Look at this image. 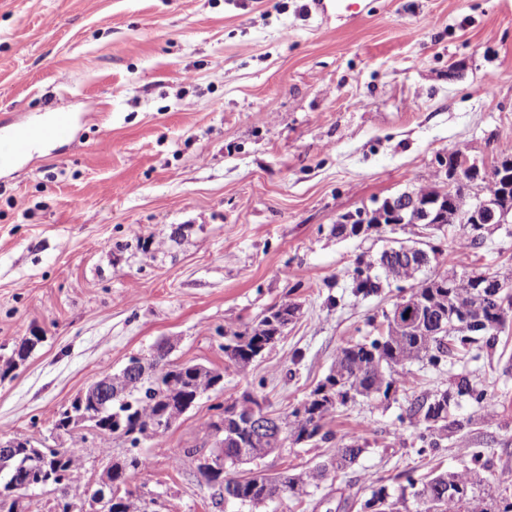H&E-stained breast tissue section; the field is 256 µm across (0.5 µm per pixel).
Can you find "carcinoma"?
<instances>
[{
	"mask_svg": "<svg viewBox=\"0 0 512 512\" xmlns=\"http://www.w3.org/2000/svg\"><path fill=\"white\" fill-rule=\"evenodd\" d=\"M420 200L433 196H451L452 205L462 216L466 215L473 203L468 190L455 186L448 188L442 176L434 174V183L420 185L410 191ZM461 233L457 246L462 251H472L481 247L484 241L483 231L470 232L466 225H460ZM372 264L366 268L355 267L352 274L355 293L369 296L377 293L379 282L371 275ZM447 284L445 288L436 287V283ZM410 292L422 298L428 306L444 313L452 308L460 293L477 296L488 295V290L466 288L468 280L461 279L458 287L448 281V273L440 272L432 277L416 274L409 281ZM294 305L283 303L270 309L258 325L250 330H230L224 333V353L234 365L258 356L262 346H271L278 337L275 336L278 319L290 313ZM484 318L491 327L464 326L459 321L446 318L437 324L427 313L416 314L413 325L406 330L387 328L386 334L377 336L364 343L343 347L336 355V364L325 380L319 384L307 398L308 406L301 410L293 408L283 418L274 419L282 430L281 440L294 438V441H329L333 439L331 431L325 429L326 422L336 410V405L347 403L344 392L354 391L364 398L389 397L392 390L404 386L398 368L413 360H425L433 367L440 366L450 356L470 352L473 347H493L498 339L503 321L495 312L491 303L483 309ZM199 370L195 364L175 366L168 372H158L145 378L141 374L130 377L128 386L122 388L112 397V403L97 412L99 432L106 441L114 435L123 436L129 441L133 452L126 460L115 463V475L121 483L128 482L132 473L138 470L143 461L134 449L139 447L141 438L152 436L156 446H161L165 431L155 429L158 419L171 405L183 407L196 402L195 393L200 387ZM467 396L477 403H489L493 397L484 390L473 386L469 377L459 375L451 388L437 391L431 395L417 396L406 409L410 423L421 428L419 439L421 448L418 453L428 448H437L448 429H461L460 420H448V411L456 398ZM272 450L271 443L263 441L253 432L242 429L232 437L224 436V464L237 466L244 462L261 458ZM365 448L353 441L336 448L335 465L338 470H345L355 464ZM461 452L467 458L463 472L433 471L424 477H417L411 471L403 474L404 483L399 485L400 495L395 497L389 487L381 484L374 488L370 498L365 500L363 508L369 512H400L398 504L406 502L411 496L415 503L414 512H473L470 500L475 494H491L485 488L474 489L469 485L470 478L481 475L487 469V460L477 448H463ZM17 461L23 464L7 473H0V512H16V500L12 499L10 485L20 486L37 479L36 462L31 460V453L25 448L17 449ZM81 467V459L71 448L62 454L52 451L43 463L42 469L51 472L55 484L63 490L64 502L73 504L81 501L87 490L75 480V474ZM327 474L324 466L309 470L305 476L293 477L279 475L269 477L260 472L247 477H223L224 495L228 501L256 508L267 502L288 497H298L306 493V486L315 484ZM462 484L454 498L448 497V481Z\"/></svg>",
	"mask_w": 512,
	"mask_h": 512,
	"instance_id": "1",
	"label": "carcinoma"
}]
</instances>
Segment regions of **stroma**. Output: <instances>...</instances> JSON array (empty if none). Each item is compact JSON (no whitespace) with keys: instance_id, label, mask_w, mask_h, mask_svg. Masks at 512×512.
<instances>
[{"instance_id":"1","label":"stroma","mask_w":512,"mask_h":512,"mask_svg":"<svg viewBox=\"0 0 512 512\" xmlns=\"http://www.w3.org/2000/svg\"><path fill=\"white\" fill-rule=\"evenodd\" d=\"M309 0H0V120L36 126L73 112L69 139L0 169V438L75 447L92 498L119 436L91 424L58 434L57 415L102 371L169 344V364L222 373L166 431L143 439L127 488L143 512H360L402 472L456 471L462 449L512 488V316L495 348L440 367L405 365L390 399L357 398L327 421L331 441L255 461L269 474L329 463L337 444L367 451L302 500L259 510L220 499L198 455L216 453L206 421L249 394L287 414L324 381L337 351L375 336L401 291L354 293L358 260L391 245L440 248L439 267L512 275V217L458 250V225L339 238L348 212L430 182L438 154L488 163L512 153V0H367L356 20ZM300 305L281 339L245 370L224 333L274 306ZM37 344L16 369L22 342ZM468 376L491 404L459 399L468 420L419 454L409 400Z\"/></svg>"}]
</instances>
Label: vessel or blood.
Listing matches in <instances>:
<instances>
[{"instance_id":"1","label":"vessel or blood","mask_w":512,"mask_h":512,"mask_svg":"<svg viewBox=\"0 0 512 512\" xmlns=\"http://www.w3.org/2000/svg\"><path fill=\"white\" fill-rule=\"evenodd\" d=\"M366 0H312L317 11L333 6L337 14L348 17L362 16ZM74 121L69 112L56 108L46 124L39 127L16 125L0 135V165L8 166L25 157L34 141H60L69 139Z\"/></svg>"}]
</instances>
